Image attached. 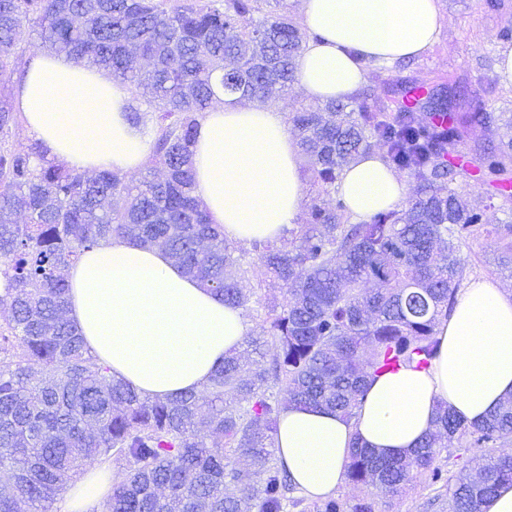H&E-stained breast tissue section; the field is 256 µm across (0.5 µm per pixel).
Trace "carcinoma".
<instances>
[{"label":"carcinoma","mask_w":512,"mask_h":512,"mask_svg":"<svg viewBox=\"0 0 512 512\" xmlns=\"http://www.w3.org/2000/svg\"><path fill=\"white\" fill-rule=\"evenodd\" d=\"M49 50L102 69L130 93L129 124L151 137L144 173L94 176L57 164L35 142L11 141L18 116L0 103V512H53L83 468L125 464L109 512H288L302 503L280 463L275 434L291 406L356 416L385 372L436 356V329L454 309L470 240L512 237V224H485L455 188L468 129L498 117L456 112L457 91L428 83L399 91L386 120L366 96L294 110L297 146L317 198L291 238H224L194 194L190 146L201 113L217 103L265 105L288 96L309 32L285 0H0V72L32 36ZM418 109L434 116L417 119ZM411 180V199L351 221L337 197L344 168L371 144ZM479 176L512 193V137L472 148ZM336 196L326 207L320 196ZM27 221H19L21 213ZM129 237L168 252L184 272L234 308L249 309L240 280L278 289L245 343L201 394L141 397L89 353L66 318L67 269L101 241ZM512 400L466 424L438 408L435 431L410 454L385 457L354 442L345 482L393 497L419 479L448 488V512H481L512 485ZM455 448L496 449L472 476L437 465ZM253 467L245 482L240 460Z\"/></svg>","instance_id":"carcinoma-1"}]
</instances>
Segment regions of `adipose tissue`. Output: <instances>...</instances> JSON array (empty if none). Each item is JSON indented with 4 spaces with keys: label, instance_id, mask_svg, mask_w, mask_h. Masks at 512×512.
Wrapping results in <instances>:
<instances>
[{
    "label": "adipose tissue",
    "instance_id": "adipose-tissue-1",
    "mask_svg": "<svg viewBox=\"0 0 512 512\" xmlns=\"http://www.w3.org/2000/svg\"><path fill=\"white\" fill-rule=\"evenodd\" d=\"M311 37L296 60L310 100L353 98L369 62L391 64L437 42V0H301ZM127 89L103 70L45 52L31 60L18 96L24 122L51 158L89 174L133 172L150 141L126 120ZM192 150L195 195L227 240L275 241L296 223L304 199L302 160L282 114L224 103L200 117ZM354 220L395 207L407 184L377 152L355 158L337 186ZM68 318L112 375L149 398L203 392L249 328L241 310L201 286L158 247L112 238L67 271ZM429 369L377 377L355 418L323 408H288L277 456L296 488L323 499L345 481L353 438L378 453L405 455L433 431L440 404L465 423L512 398V294L477 278L460 289L437 328ZM114 481L109 464L69 482L62 512H92Z\"/></svg>",
    "mask_w": 512,
    "mask_h": 512
}]
</instances>
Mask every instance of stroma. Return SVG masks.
<instances>
[{
  "label": "stroma",
  "instance_id": "obj_1",
  "mask_svg": "<svg viewBox=\"0 0 512 512\" xmlns=\"http://www.w3.org/2000/svg\"><path fill=\"white\" fill-rule=\"evenodd\" d=\"M439 6L444 21L434 47L418 57L368 65L367 88L382 96L402 83H449L460 94L459 112L480 104L497 114H512V86L503 84L496 71L499 53L506 46L501 34L512 30V0H502L498 7L488 6L487 0H439ZM456 186L465 203L485 207L488 223L502 224L512 219V213L487 182L464 173ZM498 244L492 235L470 241L464 249L468 257L465 276L497 279L512 292V274L501 270L495 260ZM336 496L350 507L362 498L375 499L376 512H448L447 495L416 481L393 497L378 495L370 487L347 485L339 488Z\"/></svg>",
  "mask_w": 512,
  "mask_h": 512
}]
</instances>
